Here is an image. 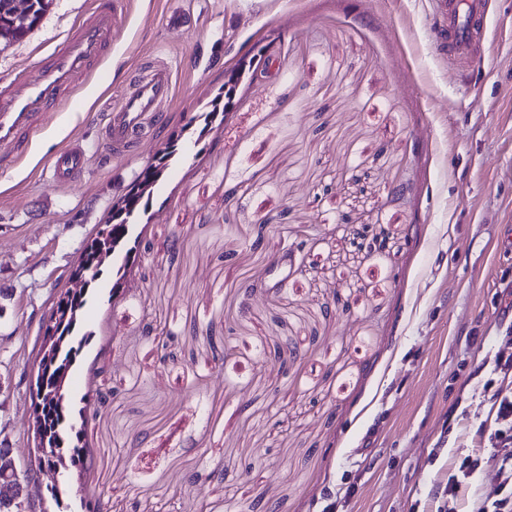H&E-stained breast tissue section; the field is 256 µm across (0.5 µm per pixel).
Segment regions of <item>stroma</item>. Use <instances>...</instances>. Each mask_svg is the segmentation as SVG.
Returning <instances> with one entry per match:
<instances>
[{
  "mask_svg": "<svg viewBox=\"0 0 512 512\" xmlns=\"http://www.w3.org/2000/svg\"><path fill=\"white\" fill-rule=\"evenodd\" d=\"M97 0H53L0 48L32 75ZM438 0H117L108 58L27 154L0 167V438L34 461L29 373L87 240L170 133L231 76L234 104L163 180L129 290L83 313L68 386L110 512H435L448 470L488 448L482 385L512 389V0L480 55H437ZM190 25L173 28L177 11ZM174 92L129 151L104 109L153 62ZM255 79L240 78L242 67ZM81 142L80 181L54 182ZM298 245L304 265L289 262Z\"/></svg>",
  "mask_w": 512,
  "mask_h": 512,
  "instance_id": "1",
  "label": "stroma"
}]
</instances>
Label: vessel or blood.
Instances as JSON below:
<instances>
[{
	"mask_svg": "<svg viewBox=\"0 0 512 512\" xmlns=\"http://www.w3.org/2000/svg\"><path fill=\"white\" fill-rule=\"evenodd\" d=\"M440 18L434 28L436 46L449 56L468 59L477 51L485 24V0H440ZM113 0H98L93 14L81 22L46 56L31 79L19 90H0V165L23 152L48 114L79 80L106 58L117 27ZM173 70L169 64L156 67L123 98L109 114L111 149L123 148L172 94ZM87 158L76 145L57 154L52 162L56 182L73 181Z\"/></svg>",
	"mask_w": 512,
	"mask_h": 512,
	"instance_id": "vessel-or-blood-1",
	"label": "vessel or blood"
}]
</instances>
